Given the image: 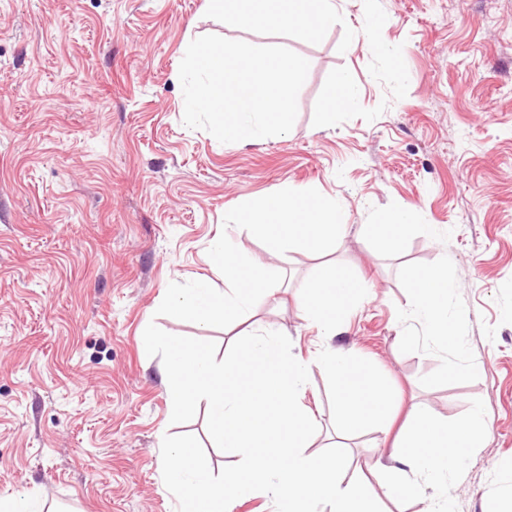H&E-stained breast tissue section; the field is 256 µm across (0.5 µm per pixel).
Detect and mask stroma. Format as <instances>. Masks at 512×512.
Here are the masks:
<instances>
[{
  "instance_id": "35a3bbf8",
  "label": "stroma",
  "mask_w": 512,
  "mask_h": 512,
  "mask_svg": "<svg viewBox=\"0 0 512 512\" xmlns=\"http://www.w3.org/2000/svg\"><path fill=\"white\" fill-rule=\"evenodd\" d=\"M334 2L335 21L311 37L226 25L205 0H0V496L57 512H177L164 436H195L212 472L238 462L212 442L205 405L171 423L163 363L144 345L153 321L215 342L221 357L249 333L288 336L311 364L308 452L343 445L346 482L388 463L395 434L367 425L338 441L337 382L314 364L326 348L399 393L400 415L417 405L460 422L480 407L482 446L447 484L453 512L512 500V0ZM204 35L308 60L290 132L222 143L184 125L179 66ZM342 70L361 103L327 123ZM284 188L336 198L339 247L277 259L230 232L283 274L276 296L225 328L157 315L170 283L223 289L208 250L225 213ZM403 207L432 235L365 232ZM443 260L452 346L408 315L411 273ZM331 267L366 294L327 337L303 297Z\"/></svg>"
}]
</instances>
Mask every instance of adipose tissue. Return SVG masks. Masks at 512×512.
<instances>
[{"label": "adipose tissue", "mask_w": 512, "mask_h": 512, "mask_svg": "<svg viewBox=\"0 0 512 512\" xmlns=\"http://www.w3.org/2000/svg\"><path fill=\"white\" fill-rule=\"evenodd\" d=\"M209 9L234 26H251L264 22L296 27L306 33L318 32L335 19L333 0H206ZM447 263L415 272L411 293V316L428 332L444 341L454 339L451 319L441 294L450 292ZM365 294L360 284L333 271L313 284L307 298V315L324 335L336 333V315L344 302L360 301ZM318 363L339 383L337 432H345L369 422L390 425L396 405L394 393L374 382L348 353L325 350ZM485 429L480 410H472L461 423L441 422L429 413L413 410L399 441L390 455V464L374 474L387 496H409L422 503L421 512H451L447 494L440 487L456 475L464 461L475 454ZM421 475V482L406 481L407 473Z\"/></svg>", "instance_id": "ef3b65f1"}]
</instances>
